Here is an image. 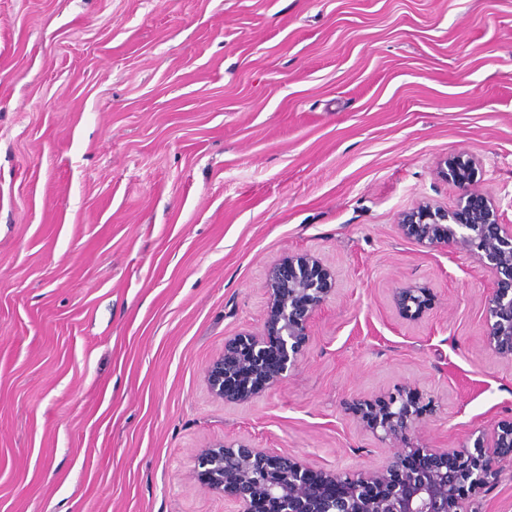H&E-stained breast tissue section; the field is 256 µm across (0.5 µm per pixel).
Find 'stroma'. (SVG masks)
I'll use <instances>...</instances> for the list:
<instances>
[{
	"instance_id": "stroma-1",
	"label": "stroma",
	"mask_w": 512,
	"mask_h": 512,
	"mask_svg": "<svg viewBox=\"0 0 512 512\" xmlns=\"http://www.w3.org/2000/svg\"><path fill=\"white\" fill-rule=\"evenodd\" d=\"M453 155L512 222V0H0V512H234L210 442L366 470L355 404L407 384L432 448L512 417L492 276L399 227ZM294 251L336 279L298 367L215 399ZM466 509L512 512V462ZM394 304L399 314L406 320L416 321L420 319L426 305L424 288L417 286H405L395 290Z\"/></svg>"
}]
</instances>
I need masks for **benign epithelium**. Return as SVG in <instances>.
<instances>
[{"label":"benign epithelium","instance_id":"7a95c632","mask_svg":"<svg viewBox=\"0 0 512 512\" xmlns=\"http://www.w3.org/2000/svg\"><path fill=\"white\" fill-rule=\"evenodd\" d=\"M441 173L464 188L454 208L423 203L403 214L404 235L428 247L451 246L477 259L496 281L484 301L483 347L512 364V223L498 206L471 189L470 164L443 159ZM335 292L332 275L311 252L284 255L265 280L267 329L276 339V365L268 366L267 333H240L207 368L211 394L246 403L296 368L310 321ZM406 320L420 319L424 289L395 290ZM424 395L408 385L396 393L357 402L363 427L393 452L367 471L315 470L299 457L267 454L242 441H216L200 450L194 475L210 493L235 504V512H463L464 502L488 490L497 464L512 457V419L482 432L473 446L429 448L417 441L424 426Z\"/></svg>","mask_w":512,"mask_h":512}]
</instances>
